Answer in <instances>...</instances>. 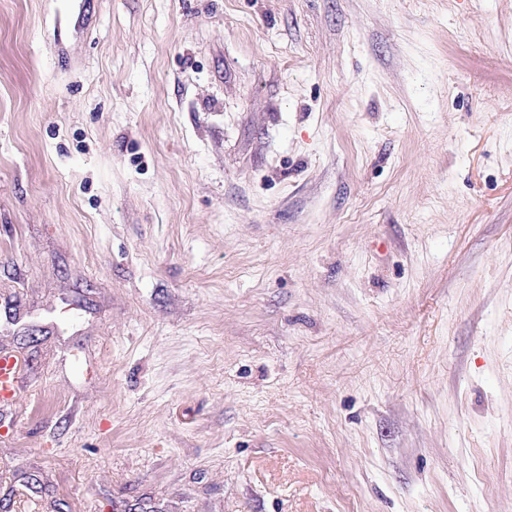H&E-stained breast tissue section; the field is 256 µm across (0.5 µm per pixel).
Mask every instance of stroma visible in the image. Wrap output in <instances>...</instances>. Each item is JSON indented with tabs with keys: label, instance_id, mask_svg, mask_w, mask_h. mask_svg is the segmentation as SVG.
<instances>
[{
	"label": "stroma",
	"instance_id": "35a3bbf8",
	"mask_svg": "<svg viewBox=\"0 0 512 512\" xmlns=\"http://www.w3.org/2000/svg\"><path fill=\"white\" fill-rule=\"evenodd\" d=\"M10 512H512V0H0Z\"/></svg>",
	"mask_w": 512,
	"mask_h": 512
}]
</instances>
